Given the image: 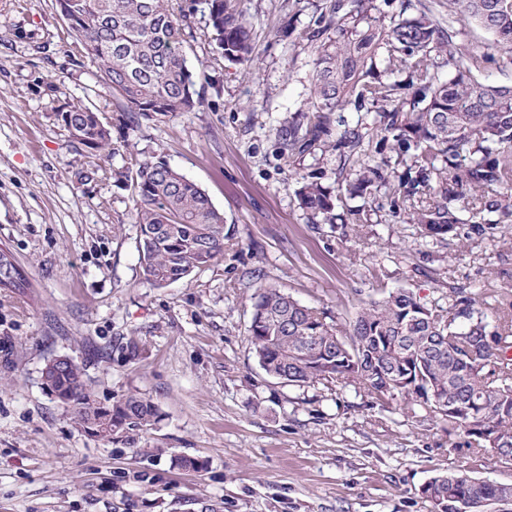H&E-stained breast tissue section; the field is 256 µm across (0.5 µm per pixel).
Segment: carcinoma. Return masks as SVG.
<instances>
[{"instance_id": "1", "label": "carcinoma", "mask_w": 512, "mask_h": 512, "mask_svg": "<svg viewBox=\"0 0 512 512\" xmlns=\"http://www.w3.org/2000/svg\"><path fill=\"white\" fill-rule=\"evenodd\" d=\"M213 40L224 60L253 62L250 23L239 0H204ZM390 0H337L323 11L313 43L310 106L288 122L284 157L318 149L353 161L337 190L303 176L296 196L314 224H367L389 199L390 211L420 235L442 240L456 232L458 212L494 213L512 224V84L483 81L487 55L462 40L464 24L490 32L495 47L512 53V0H448V20L417 0L416 13L385 26ZM76 18L71 33L96 64L100 78L127 111L146 118L194 112L202 103L183 50L187 14L169 0H56ZM452 74L442 81L438 69ZM354 106L366 117L346 124ZM73 139L103 155L111 132L99 114L72 106L58 113ZM122 177L131 183L138 252L157 287L188 277L224 251V214L196 183L163 160L130 151ZM31 283L12 251L0 247V289L24 293ZM453 303L426 305L408 288L361 308L345 334L325 313L278 288L254 297L249 336L266 374L288 383L340 380L370 395L401 396L448 420V434L466 439L479 461L496 457L484 436L512 449V303L495 322L476 299L450 288ZM48 393L73 411L88 435L119 442L159 417L149 399L99 402L70 359L42 371ZM446 403L437 405L433 394ZM431 494L458 512L512 504V485L448 473L434 477Z\"/></svg>"}]
</instances>
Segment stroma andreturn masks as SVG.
I'll return each mask as SVG.
<instances>
[{
    "instance_id": "stroma-1",
    "label": "stroma",
    "mask_w": 512,
    "mask_h": 512,
    "mask_svg": "<svg viewBox=\"0 0 512 512\" xmlns=\"http://www.w3.org/2000/svg\"><path fill=\"white\" fill-rule=\"evenodd\" d=\"M327 0H241L251 64L220 58L198 0L183 48L203 99L194 112L140 120L142 158L199 185L230 231L211 265L164 287L138 260L134 201L117 173L124 150L88 159L57 114L98 112L109 129L122 100L63 22L55 0H0V246L31 280L0 291V512H434L421 488L448 472L512 485V467H476L440 414L360 385L267 375L250 342L252 297L284 289L345 330L370 301L408 288L447 305L450 287L495 316L512 301L511 228L432 243L380 209L362 227L310 223L303 175L335 186L342 162L280 156L281 135L308 107L314 55L303 35ZM487 54L482 78L512 84V55L470 26ZM83 369L98 401L150 398L160 417L128 442L84 433L45 390L56 357ZM202 460L189 472L175 460Z\"/></svg>"
}]
</instances>
